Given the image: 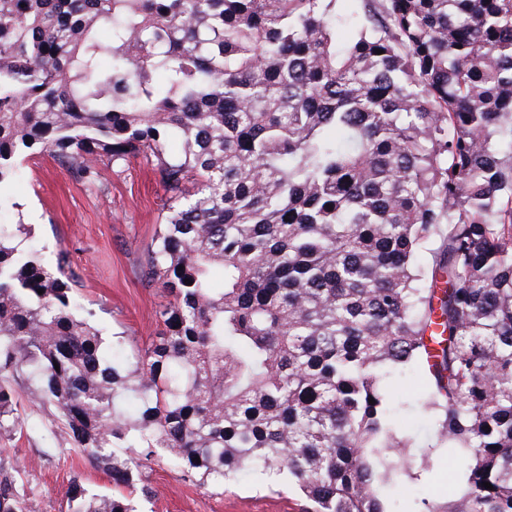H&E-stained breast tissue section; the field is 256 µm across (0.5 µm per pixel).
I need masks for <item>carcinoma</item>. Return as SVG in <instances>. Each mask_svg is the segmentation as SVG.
I'll return each instance as SVG.
<instances>
[{
  "instance_id": "carcinoma-1",
  "label": "carcinoma",
  "mask_w": 512,
  "mask_h": 512,
  "mask_svg": "<svg viewBox=\"0 0 512 512\" xmlns=\"http://www.w3.org/2000/svg\"><path fill=\"white\" fill-rule=\"evenodd\" d=\"M359 2L0 0V205L36 154L89 187L141 157L167 195L143 344L77 303L68 251L0 224V378L119 488L75 476L68 512H137L161 461L395 512L446 456L456 491L421 512H512V0ZM411 370L418 458L387 391ZM21 423L1 384L0 434ZM16 473L0 512H36ZM401 425L403 429L412 434H418L422 441L433 435V426L424 420L417 410L408 409L401 413Z\"/></svg>"
}]
</instances>
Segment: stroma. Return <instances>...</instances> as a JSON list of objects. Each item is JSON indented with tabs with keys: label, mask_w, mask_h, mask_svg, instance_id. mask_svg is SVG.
Instances as JSON below:
<instances>
[{
	"label": "stroma",
	"mask_w": 512,
	"mask_h": 512,
	"mask_svg": "<svg viewBox=\"0 0 512 512\" xmlns=\"http://www.w3.org/2000/svg\"><path fill=\"white\" fill-rule=\"evenodd\" d=\"M22 175L9 188L20 210L0 209V222L22 224L44 262L59 247L71 253L81 283L79 302L91 310L106 333H125L138 342L156 332L153 310L162 300L156 288L143 287L139 265L165 214L167 196L154 182L143 158L130 161L101 190H87L59 162L47 155L26 160ZM22 426L0 435V463L19 471L17 482L35 495L41 512H67L64 492L73 476L93 491L112 490L110 477L72 450L63 425L30 401L26 379L14 382ZM458 461H446L439 478L420 477L396 497L398 512L422 500H439L452 485ZM153 491V512H302L303 501L282 487L244 473L222 489L197 487L180 480L168 466L145 470Z\"/></svg>",
	"instance_id": "35a3bbf8"
}]
</instances>
